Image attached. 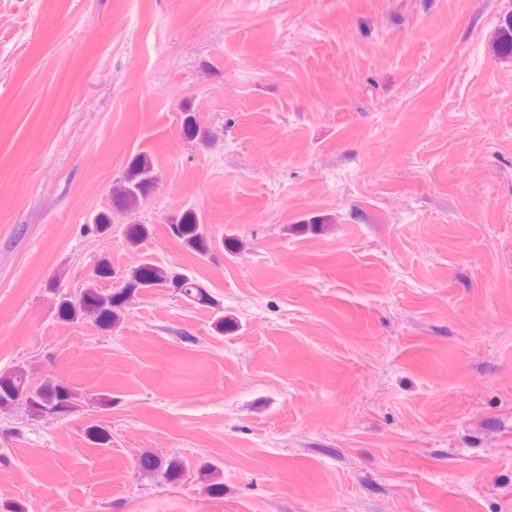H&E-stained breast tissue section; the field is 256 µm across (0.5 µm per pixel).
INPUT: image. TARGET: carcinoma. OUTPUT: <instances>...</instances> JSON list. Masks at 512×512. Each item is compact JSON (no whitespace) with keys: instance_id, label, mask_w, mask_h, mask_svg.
<instances>
[{"instance_id":"1","label":"carcinoma","mask_w":512,"mask_h":512,"mask_svg":"<svg viewBox=\"0 0 512 512\" xmlns=\"http://www.w3.org/2000/svg\"><path fill=\"white\" fill-rule=\"evenodd\" d=\"M154 181L152 162L145 156L136 157L129 164L123 177L112 187L115 208L130 210L138 206L150 192ZM172 232L186 247L201 254L207 251L204 229L194 213H183L176 224L172 225ZM162 285L199 303H206L209 300L208 293L189 277L171 275L157 265L144 263L132 272L126 287L114 292L86 288L73 299L61 300L58 304V314L64 320L90 318L97 326L110 328L117 322L119 312L129 297ZM20 404L35 414L67 415L81 411L84 408L85 397L70 385L52 381L38 383L25 368L18 366L0 372V410H9ZM138 466L144 473L162 470L172 482L178 481L186 469L184 461L180 458L165 459L152 453L141 455ZM200 482L208 495H224V482L221 481L218 469H202Z\"/></svg>"}]
</instances>
